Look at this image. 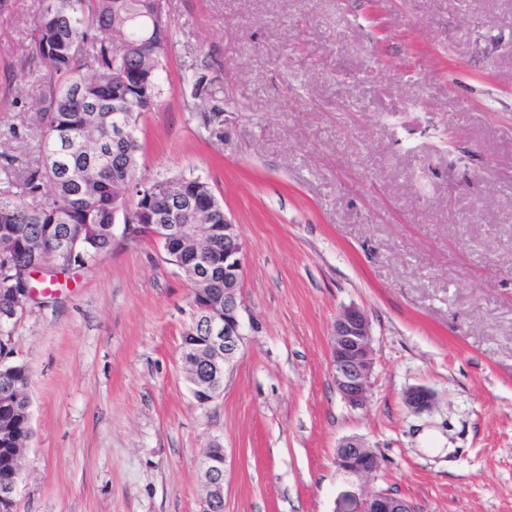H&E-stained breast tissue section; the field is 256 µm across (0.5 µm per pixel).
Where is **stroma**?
I'll use <instances>...</instances> for the list:
<instances>
[{"label": "stroma", "mask_w": 512, "mask_h": 512, "mask_svg": "<svg viewBox=\"0 0 512 512\" xmlns=\"http://www.w3.org/2000/svg\"><path fill=\"white\" fill-rule=\"evenodd\" d=\"M39 8L0 11V154L33 145ZM165 11L140 171L202 178L239 224L245 344L200 405L180 354L192 285L159 244L61 277L13 330L33 432L15 512H200L210 448L224 512H334L364 482L334 463L350 436L380 462L364 483L418 512H512V0ZM351 304L375 350L358 409L330 356ZM415 385L430 411L405 406ZM403 400L412 412L420 414L431 410L435 403L436 395L431 388L417 385L404 391Z\"/></svg>", "instance_id": "1"}]
</instances>
